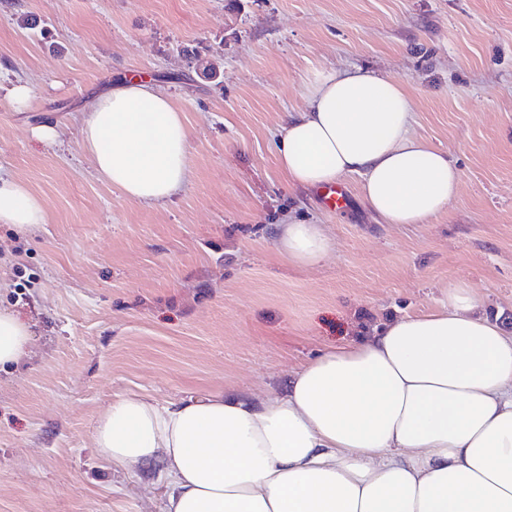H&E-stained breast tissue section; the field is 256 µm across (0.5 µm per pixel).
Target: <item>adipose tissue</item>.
Returning a JSON list of instances; mask_svg holds the SVG:
<instances>
[{
	"mask_svg": "<svg viewBox=\"0 0 512 512\" xmlns=\"http://www.w3.org/2000/svg\"><path fill=\"white\" fill-rule=\"evenodd\" d=\"M413 121L399 82L332 69L310 86L306 111L288 113L278 164L299 187L361 174L384 223L425 224L457 195L460 172L412 135ZM80 132L125 199L164 203L191 178L183 116L148 82L97 93ZM45 221L40 198L0 173V224L27 232ZM276 246L307 267L333 242L323 225L290 223ZM30 346L29 326L0 313V370ZM93 443L107 467H159L160 512H512V333L455 281L446 304L324 351L284 391L117 398Z\"/></svg>",
	"mask_w": 512,
	"mask_h": 512,
	"instance_id": "ef3b65f1",
	"label": "adipose tissue"
}]
</instances>
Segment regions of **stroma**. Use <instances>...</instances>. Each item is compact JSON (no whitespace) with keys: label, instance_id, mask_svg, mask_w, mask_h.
<instances>
[{"label":"stroma","instance_id":"35a3bbf8","mask_svg":"<svg viewBox=\"0 0 512 512\" xmlns=\"http://www.w3.org/2000/svg\"><path fill=\"white\" fill-rule=\"evenodd\" d=\"M339 66L404 86L412 134L461 174L442 215L382 223L358 174L336 212L289 186L283 117ZM123 76L185 115L192 178L170 202L125 199L80 144L82 111ZM19 81L32 100L0 98V172L46 222L0 224V311L34 333L0 371V512H157L163 485L93 448L120 396L280 387L388 317L446 303L454 281L512 330V0H0V84ZM288 222L325 225L334 250L289 263Z\"/></svg>","mask_w":512,"mask_h":512}]
</instances>
